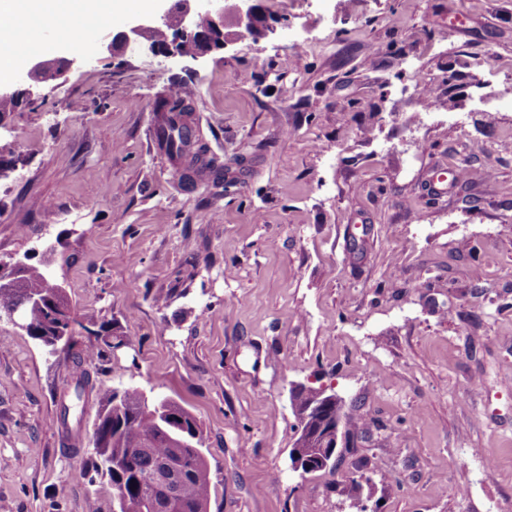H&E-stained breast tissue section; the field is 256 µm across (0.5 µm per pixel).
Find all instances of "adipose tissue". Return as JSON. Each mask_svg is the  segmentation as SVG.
I'll return each instance as SVG.
<instances>
[{"label":"adipose tissue","instance_id":"ef3b65f1","mask_svg":"<svg viewBox=\"0 0 512 512\" xmlns=\"http://www.w3.org/2000/svg\"><path fill=\"white\" fill-rule=\"evenodd\" d=\"M143 0H0V13L10 16L9 30H0V79L15 73L19 45L25 30L36 23L66 21L72 32H79L81 22L103 12L128 11Z\"/></svg>","mask_w":512,"mask_h":512}]
</instances>
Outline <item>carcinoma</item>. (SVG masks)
Wrapping results in <instances>:
<instances>
[{
	"instance_id": "carcinoma-1",
	"label": "carcinoma",
	"mask_w": 512,
	"mask_h": 512,
	"mask_svg": "<svg viewBox=\"0 0 512 512\" xmlns=\"http://www.w3.org/2000/svg\"><path fill=\"white\" fill-rule=\"evenodd\" d=\"M156 111V131L166 153L180 164L190 153L193 160H200L206 147L193 136L189 100L166 96ZM55 298L52 281L41 265L32 263L18 288L0 291V312L26 302L28 335L53 353L52 333L58 324L52 317ZM95 351L91 342L71 354L70 403H61L60 409V425L65 430L70 408L94 389L85 361ZM100 404L92 434L91 470H78L79 479L91 484L106 480L112 488L114 512H207L210 480L201 451L203 435L194 415L175 401L167 402V412L162 414L154 408V400L134 386L105 389ZM164 467L183 470L172 491L148 482L150 475Z\"/></svg>"
}]
</instances>
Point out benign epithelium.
I'll use <instances>...</instances> for the list:
<instances>
[{
    "label": "benign epithelium",
    "instance_id": "obj_1",
    "mask_svg": "<svg viewBox=\"0 0 512 512\" xmlns=\"http://www.w3.org/2000/svg\"><path fill=\"white\" fill-rule=\"evenodd\" d=\"M164 7L156 14L136 18L123 29L112 34V40L105 46L109 52L119 45L123 52L134 50L148 51L154 55L166 58L185 57L196 58L206 55L214 50L224 49L227 41L224 39V17L216 18L209 9L210 0H162ZM230 10L239 24L243 25L250 34L266 36L277 32L278 20L265 14L258 0H232ZM209 18L211 28L203 32L199 22L201 17ZM167 28L172 31L173 38L162 44L153 43L147 39L148 33ZM195 38L200 42V48L190 54L184 52L182 42ZM85 60V56L68 55L53 60L39 59L31 63L27 73L22 79L23 88L13 89L0 85V98L21 101L27 99L34 101L41 96L42 89L49 83L64 77L76 64ZM29 257L0 260V290L8 291L20 284L28 266ZM40 264L48 272L53 287L56 288V317L60 318V325L55 331L54 346H65L74 334V323L67 319L69 305L63 301L66 296L64 286L57 279L53 270V248L43 251ZM339 402L341 398L329 393L325 389L300 406L292 403L295 417L294 450L290 451L291 468L295 472L311 473L320 468L329 466L337 450V444H327L320 437V432L328 426L339 430L343 420L341 413H336V421H330L328 408L332 402ZM314 446V454L305 455L302 451L304 444Z\"/></svg>",
    "mask_w": 512,
    "mask_h": 512
}]
</instances>
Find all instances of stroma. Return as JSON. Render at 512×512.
I'll use <instances>...</instances> for the list:
<instances>
[{
	"instance_id": "stroma-1",
	"label": "stroma",
	"mask_w": 512,
	"mask_h": 512,
	"mask_svg": "<svg viewBox=\"0 0 512 512\" xmlns=\"http://www.w3.org/2000/svg\"><path fill=\"white\" fill-rule=\"evenodd\" d=\"M191 59L101 53L0 134V259L54 249L97 385L202 430L207 512H512V0H284ZM436 102L426 106L422 84ZM193 90L227 187L182 185L156 103ZM492 168L465 186L445 171ZM72 360L0 322V512H112L57 419ZM360 424L299 475L290 388Z\"/></svg>"
}]
</instances>
